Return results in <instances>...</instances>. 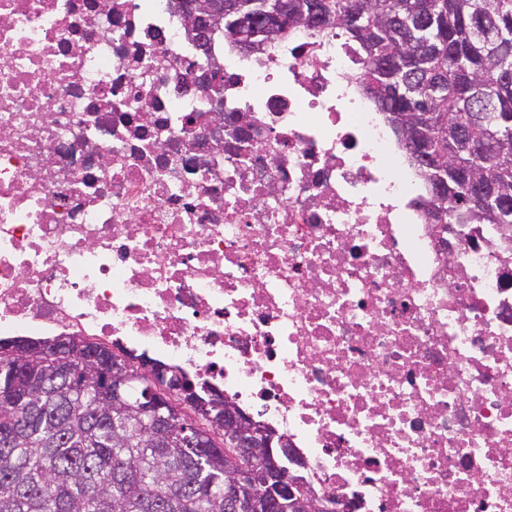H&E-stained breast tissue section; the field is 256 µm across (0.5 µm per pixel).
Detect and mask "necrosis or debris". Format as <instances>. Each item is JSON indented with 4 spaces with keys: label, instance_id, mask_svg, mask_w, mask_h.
Returning <instances> with one entry per match:
<instances>
[{
    "label": "necrosis or debris",
    "instance_id": "1",
    "mask_svg": "<svg viewBox=\"0 0 512 512\" xmlns=\"http://www.w3.org/2000/svg\"><path fill=\"white\" fill-rule=\"evenodd\" d=\"M364 67L328 29L202 51L182 0H0V336L209 381L339 512H512V225L432 224Z\"/></svg>",
    "mask_w": 512,
    "mask_h": 512
}]
</instances>
